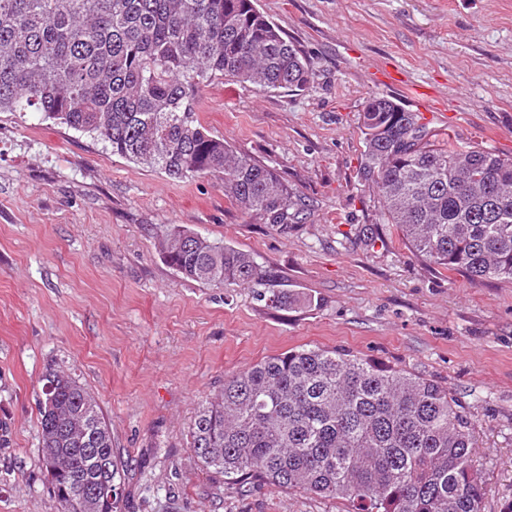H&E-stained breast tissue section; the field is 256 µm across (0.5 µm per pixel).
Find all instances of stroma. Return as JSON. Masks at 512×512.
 I'll return each mask as SVG.
<instances>
[{
	"label": "stroma",
	"mask_w": 512,
	"mask_h": 512,
	"mask_svg": "<svg viewBox=\"0 0 512 512\" xmlns=\"http://www.w3.org/2000/svg\"><path fill=\"white\" fill-rule=\"evenodd\" d=\"M256 6L311 58L313 82L284 92L215 80L197 117L309 204L288 232L243 214L220 177L172 179L42 114L0 112V512H63L40 462L37 396L51 367L109 424L124 512H351L342 499L225 482L189 446L199 403L227 376L314 347L447 386L475 425L482 512L512 506V282L427 265L378 223L358 124L369 96H387L512 157V0ZM163 224L251 254L315 305L275 310L182 275L162 254Z\"/></svg>",
	"instance_id": "stroma-1"
}]
</instances>
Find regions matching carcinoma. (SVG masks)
Masks as SVG:
<instances>
[{
  "label": "carcinoma",
  "mask_w": 512,
  "mask_h": 512,
  "mask_svg": "<svg viewBox=\"0 0 512 512\" xmlns=\"http://www.w3.org/2000/svg\"><path fill=\"white\" fill-rule=\"evenodd\" d=\"M311 75L255 0H0V112H39L173 179L220 176L243 213L280 231L305 204L275 168L200 123L197 93L217 79L302 90ZM359 127L379 223L430 266L511 280L512 158L384 96L366 100ZM159 238L169 265L196 281L250 288L273 309L312 305L247 252L176 224ZM38 405L42 468L64 512H123L124 469L92 394L51 368ZM475 447L448 387L320 348L231 375L190 429L198 461L224 480L343 498L354 512H481ZM105 484L112 495L93 492Z\"/></svg>",
  "instance_id": "cac0c4a2"
}]
</instances>
